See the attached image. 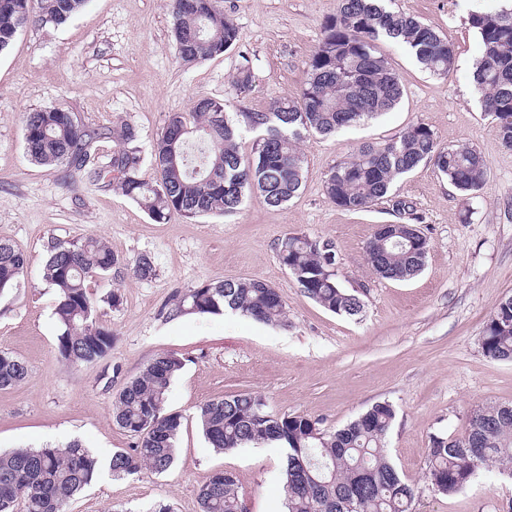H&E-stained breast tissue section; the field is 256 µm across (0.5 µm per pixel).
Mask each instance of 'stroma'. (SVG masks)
Here are the masks:
<instances>
[{
	"mask_svg": "<svg viewBox=\"0 0 512 512\" xmlns=\"http://www.w3.org/2000/svg\"><path fill=\"white\" fill-rule=\"evenodd\" d=\"M338 0H223L237 28L235 44L212 59L181 63L167 0H88L66 24L24 27L0 53V240L26 257L19 285L0 295V351L23 359L25 382L0 389V450L63 447L80 442L102 463L67 512H201L199 490L217 471L237 479L245 512H286L283 453L260 444L220 452L202 434L195 414L203 404L241 392L262 395L279 415H306L331 433L387 401L395 418L386 442L391 461L417 487L413 512H512V478L481 468L452 496L433 492L425 478L434 435L458 436L476 409L512 404V362L486 357L484 326L495 305L512 295V151L504 148L470 81L479 40L468 24L476 10L498 0H391L455 46L454 71L436 76L392 41L379 53L398 75L400 103L390 112L331 136L305 139L299 194L273 208L259 194L233 216L158 224L116 186L90 176L109 165L124 125L138 133L144 178L154 176L150 151L172 112L190 111L202 97L224 100L228 111L267 109L299 96L324 21ZM253 73L249 92L232 81L241 64ZM56 107L82 123L107 129L90 168L61 171L24 153L25 113ZM426 124L440 145L466 144L484 156L487 182L465 195L432 164L398 179L389 196L361 212L337 207L324 192L332 166L359 147ZM413 206L398 213L397 202ZM420 216L429 241L423 270L397 282L376 275L366 243L375 225ZM303 233L333 244L340 282L363 302L360 315L330 312L305 297L281 265L277 243ZM93 234L127 259L146 255L156 275L140 280L112 274L92 283L99 321L114 333L98 363L61 360L57 293L43 279L49 244ZM263 281L285 302V322L265 324L236 313L170 316L173 304L207 282ZM182 358L166 407L184 426L172 468L115 477L113 453L133 438L112 421L119 392L157 355Z\"/></svg>",
	"mask_w": 512,
	"mask_h": 512,
	"instance_id": "stroma-1",
	"label": "stroma"
}]
</instances>
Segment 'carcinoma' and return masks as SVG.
<instances>
[{
    "instance_id": "carcinoma-1",
    "label": "carcinoma",
    "mask_w": 512,
    "mask_h": 512,
    "mask_svg": "<svg viewBox=\"0 0 512 512\" xmlns=\"http://www.w3.org/2000/svg\"><path fill=\"white\" fill-rule=\"evenodd\" d=\"M0 7V52L31 21L62 25L78 14L86 0H40L32 16L31 0H11ZM170 0L178 57L187 65L224 54L237 38L233 21L219 0ZM387 0H338L336 15L323 23V38L308 63V79L296 99L280 98L266 111L227 112L224 101L198 99L190 112H173L169 122L185 129L178 138L162 132L152 147L156 181L140 175L136 130L125 125L123 148L110 162L121 193L144 207L150 218L166 223L177 215L196 220L232 215L247 193L256 191L266 205L280 207L298 195L304 158L300 142L329 136L393 109L402 98L399 78L377 51L387 39L407 47L422 68L445 76L455 67V50L434 28L386 5ZM468 23L479 39V56L470 80L483 112L490 116L502 145L512 149V5L473 12ZM255 135L252 152L240 154L237 139ZM105 131L80 124L56 107L24 115L27 156L59 169H82ZM422 163H431L456 190L480 191L487 165L468 145L442 146L424 123L399 137L359 148L334 165L324 191L336 206L364 211L391 191L394 182ZM429 241L412 242L404 224H390L386 234L373 232L366 244L368 263L377 275L406 281L423 268ZM277 256L306 297L348 317L359 315L358 295L341 287L336 251L329 242L304 233H289L277 245ZM24 254L0 240V294L14 288L24 274ZM126 269L138 279L155 275L148 256L129 262L99 237L85 235L51 244L44 280L57 291L55 316L60 327L58 354L70 365L91 364L112 348V330L99 322L97 302L87 289L92 279ZM229 308L258 321H283L285 303L265 282L225 279L203 283L177 302L178 313H218ZM482 350L493 360L512 361V296L503 298L487 320ZM183 361L174 354L156 356L122 388L113 421L136 439L128 451L112 455V474L127 476L148 469H170L184 417L166 410L167 392ZM29 376L20 359L0 352V389L15 387ZM469 423L474 444L485 450L484 464L512 467V407L489 405L475 410ZM395 418L387 401L371 406L338 431L317 437V421L306 415L279 416L252 392L210 401L197 422L212 447L226 452L251 444L279 442L285 448L284 488L287 512H412L415 484L391 462L385 439ZM460 438L433 436L427 454L432 489L452 495L466 489L473 472L462 454ZM99 471L98 458L79 442L57 448H19L0 453V512H65L66 504L90 486ZM201 512H239L236 477L207 481L199 491Z\"/></svg>"
}]
</instances>
